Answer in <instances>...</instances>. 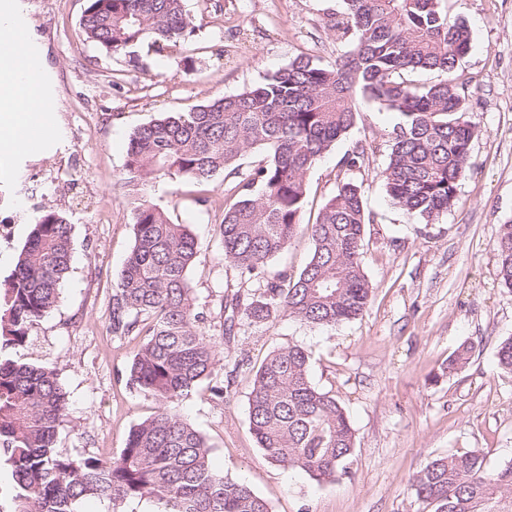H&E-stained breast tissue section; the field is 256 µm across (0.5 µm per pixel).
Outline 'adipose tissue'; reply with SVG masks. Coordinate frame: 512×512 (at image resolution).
<instances>
[{
  "label": "adipose tissue",
  "instance_id": "1",
  "mask_svg": "<svg viewBox=\"0 0 512 512\" xmlns=\"http://www.w3.org/2000/svg\"><path fill=\"white\" fill-rule=\"evenodd\" d=\"M41 60L29 48L14 5L0 6V149L5 153L42 154L50 138L51 119L42 101Z\"/></svg>",
  "mask_w": 512,
  "mask_h": 512
}]
</instances>
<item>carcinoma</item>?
Instances as JSON below:
<instances>
[{"label": "carcinoma", "instance_id": "carcinoma-1", "mask_svg": "<svg viewBox=\"0 0 512 512\" xmlns=\"http://www.w3.org/2000/svg\"><path fill=\"white\" fill-rule=\"evenodd\" d=\"M343 2L326 28L352 37L344 58L321 64L298 56L248 91L165 115L131 136L123 186L135 242L112 288L110 328L117 338H139L127 386L158 410L131 428L110 461L58 450L67 398L55 368L8 355L54 308L71 266V225L52 209L37 217L4 281L0 314V463L11 472L13 512H78L87 499H108L113 512L143 499L156 512H271L248 484L211 465L206 435L177 411L203 384L210 401L224 402L232 382L188 285L198 241L154 197L166 181L201 187L221 172L228 180L224 261L252 287L222 298L224 334L238 325L260 329L282 314L312 327L363 315L372 295L362 259L371 219L354 182H339L319 210L303 269L273 272L269 264L301 228L308 171L354 127L357 91L401 116L382 171L393 202L426 222L455 205L475 135L467 81L457 73L471 34L463 21L448 23L443 0ZM80 28L114 55L144 39L176 47L192 34L183 0H91ZM415 70L444 79L414 85L404 75ZM251 151L261 158L244 172L238 160ZM365 153L358 144L341 165L358 168ZM495 250L500 284L512 289V224L500 225ZM309 363L303 347L288 345L249 367V430L270 463L322 482L348 474L356 435L336 396L311 382ZM497 364L512 373V337L500 343ZM412 487L432 512H512V463L488 473L477 452L432 461Z\"/></svg>", "mask_w": 512, "mask_h": 512}]
</instances>
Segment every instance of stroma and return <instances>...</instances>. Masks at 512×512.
Instances as JSON below:
<instances>
[{"instance_id":"1","label":"stroma","mask_w":512,"mask_h":512,"mask_svg":"<svg viewBox=\"0 0 512 512\" xmlns=\"http://www.w3.org/2000/svg\"><path fill=\"white\" fill-rule=\"evenodd\" d=\"M16 2L28 45L42 59L46 110L61 137L49 155L0 162V225L11 227L0 237V281L45 208L71 224L73 260L58 303L11 356L56 368L68 394L60 451L109 459L156 409L126 384L137 338H113L109 328L112 289L134 244L121 189L131 135L164 114L242 93L298 55L333 62L352 42L323 28L342 0H185L193 28L187 46L158 52L143 41L112 56L80 29L89 0ZM445 7L449 21L471 31L461 68L476 129L454 207L425 224L392 202L380 173L400 116L361 96L354 128L307 174V224L339 179L362 188L372 219L363 266L373 294L357 320L310 327L282 315L269 329L225 340L220 297L244 279L224 260V213L195 203L182 184L163 200L172 220L198 239L189 285L225 365L301 345L313 384L335 394L355 429L349 475L319 483L271 464L257 447L248 424L249 373H238L236 392L223 404L202 390L180 402L179 412L208 437L213 466L247 483L271 512H430L410 484L433 459L476 451L490 472L512 461V375L496 365L499 343L512 336V291L499 285L494 249L500 225L512 222V0H447ZM363 140L362 166L342 168ZM465 343L473 347L470 360L449 369Z\"/></svg>"}]
</instances>
